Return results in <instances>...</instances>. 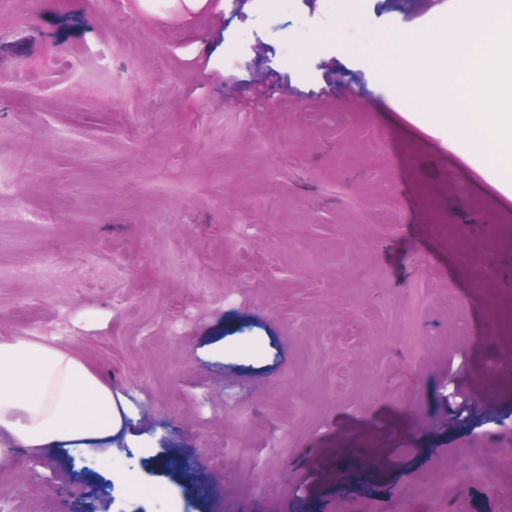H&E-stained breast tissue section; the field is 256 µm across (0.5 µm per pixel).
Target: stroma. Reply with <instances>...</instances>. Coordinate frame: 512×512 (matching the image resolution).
<instances>
[{
  "instance_id": "stroma-1",
  "label": "stroma",
  "mask_w": 512,
  "mask_h": 512,
  "mask_svg": "<svg viewBox=\"0 0 512 512\" xmlns=\"http://www.w3.org/2000/svg\"><path fill=\"white\" fill-rule=\"evenodd\" d=\"M409 13L0 5V338L133 404L115 448L0 465V512H512V172L383 78ZM257 71L295 101L245 107ZM333 73L353 97L314 99Z\"/></svg>"
}]
</instances>
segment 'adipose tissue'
Listing matches in <instances>:
<instances>
[{"label": "adipose tissue", "mask_w": 512, "mask_h": 512, "mask_svg": "<svg viewBox=\"0 0 512 512\" xmlns=\"http://www.w3.org/2000/svg\"><path fill=\"white\" fill-rule=\"evenodd\" d=\"M129 405L68 345L31 334L0 338V464L19 452L111 447Z\"/></svg>", "instance_id": "1"}]
</instances>
